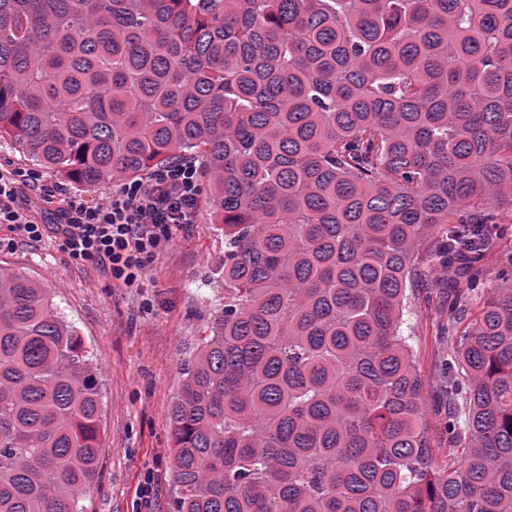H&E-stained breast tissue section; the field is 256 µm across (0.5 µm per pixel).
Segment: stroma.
Returning <instances> with one entry per match:
<instances>
[{"mask_svg":"<svg viewBox=\"0 0 512 512\" xmlns=\"http://www.w3.org/2000/svg\"><path fill=\"white\" fill-rule=\"evenodd\" d=\"M224 233L208 205L181 225L151 264L139 287L119 288L94 264H75L53 237L0 247V265L26 273L47 288L80 336L101 385L100 458L85 494L84 512H172L169 477L174 446L169 409L182 364L193 355L212 313L224 302L215 283ZM408 294L415 325L414 351L425 382L426 426L436 468L448 465V406L443 375L448 360L444 282L426 277ZM152 483V504L140 498Z\"/></svg>","mask_w":512,"mask_h":512,"instance_id":"35a3bbf8","label":"stroma"}]
</instances>
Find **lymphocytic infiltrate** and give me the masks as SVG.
Segmentation results:
<instances>
[{
  "instance_id": "f902f5d3",
  "label": "lymphocytic infiltrate",
  "mask_w": 512,
  "mask_h": 512,
  "mask_svg": "<svg viewBox=\"0 0 512 512\" xmlns=\"http://www.w3.org/2000/svg\"><path fill=\"white\" fill-rule=\"evenodd\" d=\"M200 207L199 168L181 160L123 182L110 196L46 186L36 169L0 168V224L38 242L52 233L74 262L98 266L120 288L137 287L173 231Z\"/></svg>"
}]
</instances>
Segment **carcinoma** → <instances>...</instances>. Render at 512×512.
Segmentation results:
<instances>
[{"label": "carcinoma", "mask_w": 512, "mask_h": 512, "mask_svg": "<svg viewBox=\"0 0 512 512\" xmlns=\"http://www.w3.org/2000/svg\"><path fill=\"white\" fill-rule=\"evenodd\" d=\"M0 138L88 189L202 160L224 306L174 512H512V0H0ZM448 274V468L407 284ZM100 385L0 266V512H84Z\"/></svg>", "instance_id": "1"}]
</instances>
